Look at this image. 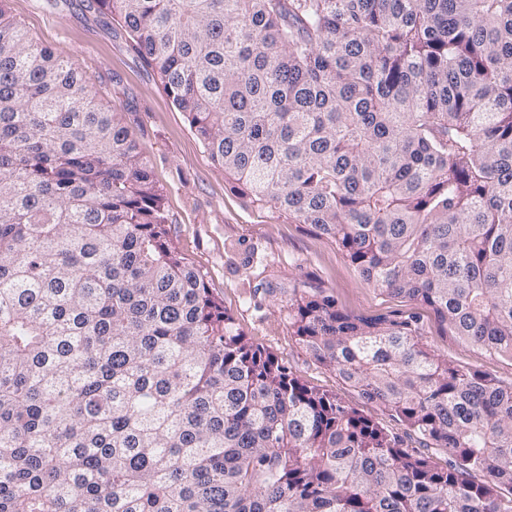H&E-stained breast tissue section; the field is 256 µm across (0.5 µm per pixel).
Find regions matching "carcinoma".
I'll list each match as a JSON object with an SVG mask.
<instances>
[{
  "mask_svg": "<svg viewBox=\"0 0 512 512\" xmlns=\"http://www.w3.org/2000/svg\"><path fill=\"white\" fill-rule=\"evenodd\" d=\"M94 2L251 204L512 359V0ZM288 309L423 448L246 338L122 113L0 4V512H512V383Z\"/></svg>",
  "mask_w": 512,
  "mask_h": 512,
  "instance_id": "cac0c4a2",
  "label": "carcinoma"
}]
</instances>
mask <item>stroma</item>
<instances>
[{
    "label": "stroma",
    "instance_id": "stroma-1",
    "mask_svg": "<svg viewBox=\"0 0 512 512\" xmlns=\"http://www.w3.org/2000/svg\"><path fill=\"white\" fill-rule=\"evenodd\" d=\"M14 20L33 41L69 58L84 73L98 101L117 106L132 137L146 152L175 246L256 345L272 352L303 382L336 394L384 427L414 434L382 408L314 361L288 325V288L305 282L336 300L344 313L366 319L413 317L422 342L453 364L512 382V360L492 358L447 330L428 309L382 294L325 237L261 211L232 187L211 162L185 113L167 96L157 74L135 49L127 31L88 8L87 0H6ZM277 294H268V286Z\"/></svg>",
    "mask_w": 512,
    "mask_h": 512
}]
</instances>
